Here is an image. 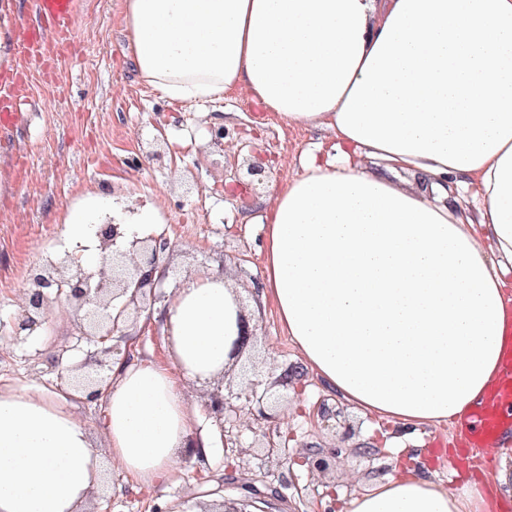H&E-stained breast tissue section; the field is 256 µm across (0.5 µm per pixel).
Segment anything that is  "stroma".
Here are the masks:
<instances>
[{
  "mask_svg": "<svg viewBox=\"0 0 512 512\" xmlns=\"http://www.w3.org/2000/svg\"><path fill=\"white\" fill-rule=\"evenodd\" d=\"M121 3L76 0L69 46L47 43L40 59L23 57L18 43L10 45L9 72L21 79L23 97L16 103L21 120L0 128V173L10 185L0 195V338L12 346L0 355V383L18 390L40 387L51 396L86 376L82 362L96 344L82 336L71 313H50L23 341L14 340L13 325L34 268L73 248L64 222L67 208L107 185L117 203L137 192L160 208L164 222L157 230L174 245L158 294L171 295L184 275L217 263L257 327V340L229 370L225 388L239 389L248 372L272 381L287 369L296 370L297 386L279 388L275 406L276 413L288 415L279 424L288 437L286 448L269 452L262 424L244 431L236 447L215 449L209 458L181 455L170 477L149 490L134 489L122 473L110 471L92 507L202 512L231 472L280 490L283 498L271 512H318L324 488L348 495L393 474L397 465L391 449L369 446L368 424L360 415L344 411L354 429L349 437L335 421H311L319 404L343 411L342 404L303 370L272 307H256L251 294L264 280V231L254 218L274 188L300 173L305 152L327 134L288 126L236 93L196 104L164 98L140 80L131 61ZM220 125L228 133L221 147L211 136ZM252 161L262 162L266 175L241 186ZM61 349L72 368L63 379L55 364ZM334 448L340 455L325 473L304 465L305 457L328 458ZM349 467L357 471V483L344 480Z\"/></svg>",
  "mask_w": 512,
  "mask_h": 512,
  "instance_id": "35a3bbf8",
  "label": "stroma"
}]
</instances>
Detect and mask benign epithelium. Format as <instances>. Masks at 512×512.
I'll return each mask as SVG.
<instances>
[{
	"label": "benign epithelium",
	"mask_w": 512,
	"mask_h": 512,
	"mask_svg": "<svg viewBox=\"0 0 512 512\" xmlns=\"http://www.w3.org/2000/svg\"><path fill=\"white\" fill-rule=\"evenodd\" d=\"M99 237L102 265L98 270L85 269L78 256L68 254L58 263L49 262L33 276L28 307L14 325L15 339L44 321L50 292L55 300L71 305L81 315L87 325L85 335L96 339L98 353L107 357L120 350L130 306L138 304L146 290L158 286L153 273L172 250V243L164 234L129 239L123 225L114 223L102 225ZM241 323V340L232 349L233 357L257 336L247 318H242ZM269 398L270 385L257 379L227 395L223 386H216L208 393L207 406L222 420L224 441L234 443L242 431H252L262 421L276 422L277 417L266 412Z\"/></svg>",
	"instance_id": "benign-epithelium-1"
}]
</instances>
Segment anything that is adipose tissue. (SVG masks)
Returning <instances> with one entry per match:
<instances>
[{
  "instance_id": "1",
  "label": "adipose tissue",
  "mask_w": 512,
  "mask_h": 512,
  "mask_svg": "<svg viewBox=\"0 0 512 512\" xmlns=\"http://www.w3.org/2000/svg\"><path fill=\"white\" fill-rule=\"evenodd\" d=\"M140 79L194 104L236 90L329 154L266 200L262 303L309 369L376 425L462 439L512 349V0H124ZM418 175V192L392 172ZM128 236L149 202L91 192L66 218ZM241 307L223 275L186 276L160 314L164 357L119 361L100 457L66 394L0 386V512H86L105 464L147 490L194 436L187 382L222 374ZM459 484L403 466L338 512H495L512 468Z\"/></svg>"
}]
</instances>
